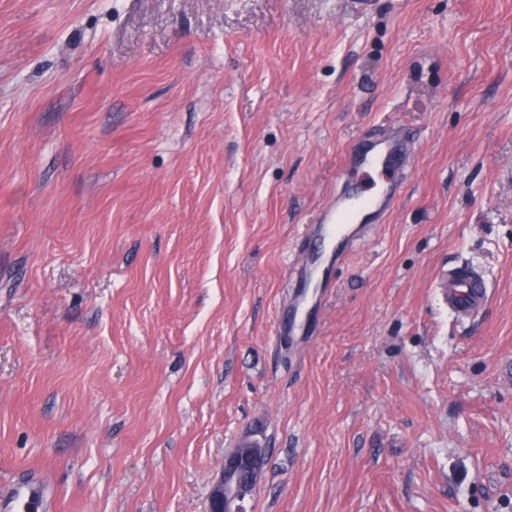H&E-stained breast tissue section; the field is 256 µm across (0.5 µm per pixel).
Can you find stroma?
I'll return each mask as SVG.
<instances>
[{
  "instance_id": "1",
  "label": "stroma",
  "mask_w": 512,
  "mask_h": 512,
  "mask_svg": "<svg viewBox=\"0 0 512 512\" xmlns=\"http://www.w3.org/2000/svg\"><path fill=\"white\" fill-rule=\"evenodd\" d=\"M396 129L399 195L279 333ZM245 439L250 512H512V0H0V494L203 512ZM349 164L352 168L364 170L365 168H378L382 180H389L391 178V172L382 162H379L372 149L362 150L359 147H353L349 154ZM440 288L448 301V310L463 321L480 313L492 297L487 280L462 267L449 269Z\"/></svg>"
}]
</instances>
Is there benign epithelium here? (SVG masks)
<instances>
[{
    "instance_id": "1",
    "label": "benign epithelium",
    "mask_w": 512,
    "mask_h": 512,
    "mask_svg": "<svg viewBox=\"0 0 512 512\" xmlns=\"http://www.w3.org/2000/svg\"><path fill=\"white\" fill-rule=\"evenodd\" d=\"M264 465L265 449L253 440L244 441L226 454L205 512H247Z\"/></svg>"
}]
</instances>
